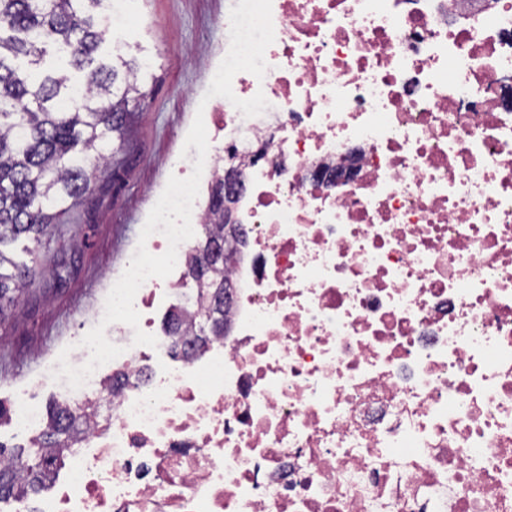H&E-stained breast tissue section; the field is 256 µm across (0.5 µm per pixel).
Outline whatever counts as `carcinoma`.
<instances>
[{
	"label": "carcinoma",
	"instance_id": "1",
	"mask_svg": "<svg viewBox=\"0 0 512 512\" xmlns=\"http://www.w3.org/2000/svg\"><path fill=\"white\" fill-rule=\"evenodd\" d=\"M103 0H0V323L27 290L40 248L65 235L59 217L93 191L109 168L106 148L123 133L140 94L135 59L97 56L103 30L92 10ZM28 241L17 259L13 245ZM188 268L197 293L189 312L171 313L169 335L204 331L224 313V210L212 201ZM80 423L65 406L48 415L32 450L0 443V497L36 493L47 479L42 453L75 442Z\"/></svg>",
	"mask_w": 512,
	"mask_h": 512
}]
</instances>
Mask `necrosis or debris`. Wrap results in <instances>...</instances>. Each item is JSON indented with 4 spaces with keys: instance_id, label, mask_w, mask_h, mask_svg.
I'll use <instances>...</instances> for the list:
<instances>
[{
    "instance_id": "4bbe7bcc",
    "label": "necrosis or debris",
    "mask_w": 512,
    "mask_h": 512,
    "mask_svg": "<svg viewBox=\"0 0 512 512\" xmlns=\"http://www.w3.org/2000/svg\"><path fill=\"white\" fill-rule=\"evenodd\" d=\"M272 24L232 81L265 111H203L202 182L230 150L247 176L228 333H157L184 241L105 329L123 382L67 391L105 420L6 512H512V0H272Z\"/></svg>"
}]
</instances>
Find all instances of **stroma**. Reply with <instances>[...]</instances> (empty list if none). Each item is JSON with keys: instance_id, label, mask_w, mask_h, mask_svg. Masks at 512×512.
Returning a JSON list of instances; mask_svg holds the SVG:
<instances>
[{"instance_id": "35a3bbf8", "label": "stroma", "mask_w": 512, "mask_h": 512, "mask_svg": "<svg viewBox=\"0 0 512 512\" xmlns=\"http://www.w3.org/2000/svg\"><path fill=\"white\" fill-rule=\"evenodd\" d=\"M137 20L109 28L104 51L149 61L143 94L113 140L108 176L67 215L64 243L40 250L29 297L0 325V400L38 385L43 408L58 404L57 384L43 378L47 351L87 334L113 275L137 245V229L158 200L170 164L212 77L209 62L227 41L233 0H134Z\"/></svg>"}]
</instances>
